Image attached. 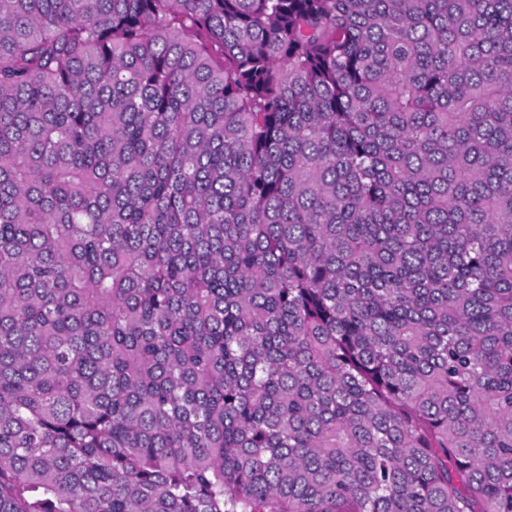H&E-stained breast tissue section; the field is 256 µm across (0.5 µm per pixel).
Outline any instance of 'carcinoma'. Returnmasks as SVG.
Here are the masks:
<instances>
[{
	"label": "carcinoma",
	"instance_id": "carcinoma-1",
	"mask_svg": "<svg viewBox=\"0 0 512 512\" xmlns=\"http://www.w3.org/2000/svg\"><path fill=\"white\" fill-rule=\"evenodd\" d=\"M0 512H512V0H0Z\"/></svg>",
	"mask_w": 512,
	"mask_h": 512
}]
</instances>
